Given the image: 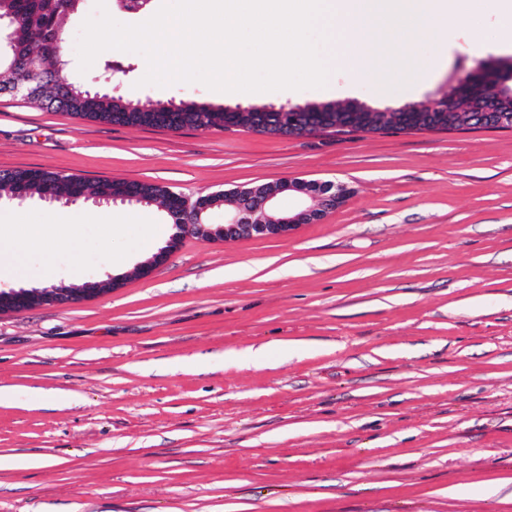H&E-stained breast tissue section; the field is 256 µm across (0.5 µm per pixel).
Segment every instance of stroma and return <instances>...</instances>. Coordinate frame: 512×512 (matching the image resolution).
I'll use <instances>...</instances> for the list:
<instances>
[{
	"instance_id": "1",
	"label": "stroma",
	"mask_w": 512,
	"mask_h": 512,
	"mask_svg": "<svg viewBox=\"0 0 512 512\" xmlns=\"http://www.w3.org/2000/svg\"><path fill=\"white\" fill-rule=\"evenodd\" d=\"M131 99L224 107L448 96L507 54L474 13L412 93L333 69L325 87L225 96L195 82ZM163 182L188 198L277 180L350 196L320 223L196 236L147 277L161 208L0 203L24 249L0 289L121 288L0 316V512H512V130L273 136L129 128L0 95V170ZM68 222L47 232L46 214Z\"/></svg>"
}]
</instances>
